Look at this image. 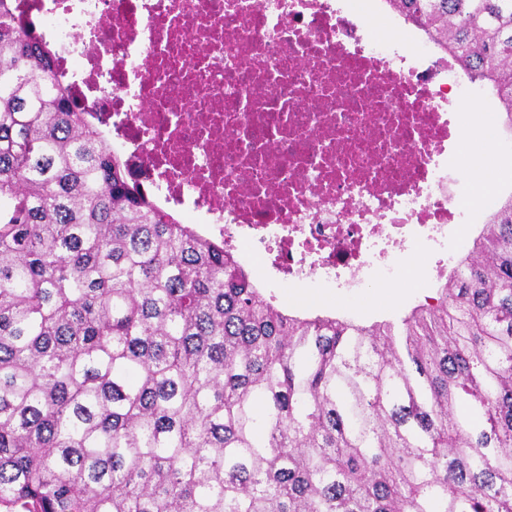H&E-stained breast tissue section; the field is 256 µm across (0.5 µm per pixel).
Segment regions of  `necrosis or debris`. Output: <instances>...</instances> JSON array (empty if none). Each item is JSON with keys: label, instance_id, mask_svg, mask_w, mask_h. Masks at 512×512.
<instances>
[{"label": "necrosis or debris", "instance_id": "necrosis-or-debris-1", "mask_svg": "<svg viewBox=\"0 0 512 512\" xmlns=\"http://www.w3.org/2000/svg\"><path fill=\"white\" fill-rule=\"evenodd\" d=\"M163 209L286 284L431 277L455 224L464 74L372 37L346 0H24Z\"/></svg>", "mask_w": 512, "mask_h": 512}]
</instances>
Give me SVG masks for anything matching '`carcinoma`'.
Segmentation results:
<instances>
[{"label":"carcinoma","instance_id":"carcinoma-1","mask_svg":"<svg viewBox=\"0 0 512 512\" xmlns=\"http://www.w3.org/2000/svg\"><path fill=\"white\" fill-rule=\"evenodd\" d=\"M386 2L512 129V0ZM440 279L396 320L289 314L0 0V512H512V197Z\"/></svg>","mask_w":512,"mask_h":512}]
</instances>
